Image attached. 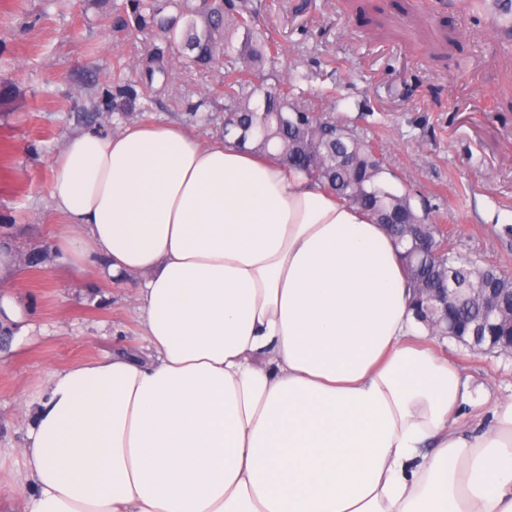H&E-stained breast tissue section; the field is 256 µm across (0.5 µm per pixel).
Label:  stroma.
Listing matches in <instances>:
<instances>
[{
	"mask_svg": "<svg viewBox=\"0 0 512 512\" xmlns=\"http://www.w3.org/2000/svg\"><path fill=\"white\" fill-rule=\"evenodd\" d=\"M446 22L460 46L435 58L429 42L403 32L379 40L345 0H262L263 16L287 52L277 71L298 62L311 81L302 91H330L337 119L389 147L392 172L429 199L443 225L459 228L454 246L467 258L512 275V45L503 43L466 0H419ZM107 23L81 0H0V237L25 264L12 290L27 306L26 335L0 351V488L14 492L23 467L20 412L60 368L140 347L129 284L58 267L52 255L54 160L73 133H111L141 121L140 112L109 110L122 82L117 60L132 57ZM217 72L180 79L178 100L160 98L153 123L183 122ZM106 103L90 111L91 101ZM427 348L448 358L483 402L464 406V429L489 426L496 406L512 402V355H470L453 340Z\"/></svg>",
	"mask_w": 512,
	"mask_h": 512,
	"instance_id": "35a3bbf8",
	"label": "stroma"
}]
</instances>
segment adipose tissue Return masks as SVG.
<instances>
[{"instance_id":"1","label":"adipose tissue","mask_w":512,"mask_h":512,"mask_svg":"<svg viewBox=\"0 0 512 512\" xmlns=\"http://www.w3.org/2000/svg\"><path fill=\"white\" fill-rule=\"evenodd\" d=\"M56 260L135 281L142 356L53 372L23 408L25 512H512V403L425 328L383 225L278 160L184 125L72 134ZM22 259L0 244V327Z\"/></svg>"}]
</instances>
